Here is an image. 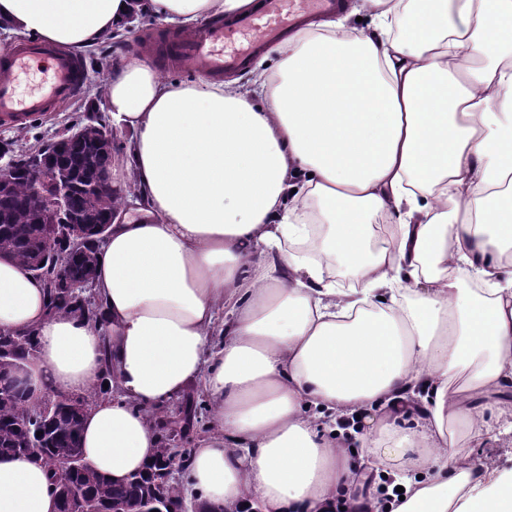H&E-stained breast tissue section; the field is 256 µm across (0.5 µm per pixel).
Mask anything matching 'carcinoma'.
<instances>
[{
  "label": "carcinoma",
  "instance_id": "obj_1",
  "mask_svg": "<svg viewBox=\"0 0 512 512\" xmlns=\"http://www.w3.org/2000/svg\"><path fill=\"white\" fill-rule=\"evenodd\" d=\"M80 135L69 141L57 159L52 174L68 183L72 190V215L85 221L87 241L82 254L71 258L72 264L88 273L97 267L98 250L96 241L100 227L117 210L119 196L113 192L104 193L97 188L99 172L111 157L113 143L107 139L99 124H77ZM45 204L34 193L28 177L25 161L13 167L7 189L0 192V256L11 259L26 270L34 265L45 248ZM52 309L87 318L94 322L103 320L101 308L94 310L83 306L78 292L59 285L48 290ZM27 340L13 344L0 335V347L10 350L12 360L21 363L36 351L34 334H26ZM57 409L50 425L41 429L35 423L23 419V415H37L43 401L31 403L27 394L16 390L9 395L0 393V457L29 454V445L38 440L39 460L51 473V479L58 476V457L65 451L80 447V433L83 415L68 405L64 397H55ZM191 452L174 459L166 445H161L157 461L149 472L115 484L91 468L78 471L72 476L77 493L99 507L102 512L117 508L123 512H141L147 503L156 500L164 512H181L183 498L178 484L158 485L154 474L167 466L186 469Z\"/></svg>",
  "mask_w": 512,
  "mask_h": 512
}]
</instances>
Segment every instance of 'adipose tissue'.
Masks as SVG:
<instances>
[{"mask_svg":"<svg viewBox=\"0 0 512 512\" xmlns=\"http://www.w3.org/2000/svg\"><path fill=\"white\" fill-rule=\"evenodd\" d=\"M133 7L0 0V29L88 52ZM146 7L187 31L260 4ZM362 12L372 34L347 24ZM105 100L130 134L112 184L144 217L100 249L104 321L51 312L43 281L0 261V330L38 340L31 399L112 375L83 417L91 468L145 469L153 411L198 385L208 431L185 481L226 512H328L356 469L392 464L371 512H512V470L460 446L498 438L467 396L494 408L512 387V0H350L248 83L168 82L141 59ZM0 512H57L44 465L0 457Z\"/></svg>","mask_w":512,"mask_h":512,"instance_id":"ef3b65f1","label":"adipose tissue"}]
</instances>
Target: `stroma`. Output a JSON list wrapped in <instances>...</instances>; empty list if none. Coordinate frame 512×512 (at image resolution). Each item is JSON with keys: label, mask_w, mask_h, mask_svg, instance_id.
I'll use <instances>...</instances> for the list:
<instances>
[{"label": "stroma", "mask_w": 512, "mask_h": 512, "mask_svg": "<svg viewBox=\"0 0 512 512\" xmlns=\"http://www.w3.org/2000/svg\"><path fill=\"white\" fill-rule=\"evenodd\" d=\"M168 34V29L153 16H140L134 32L83 54L87 72L76 99L47 116L21 124L0 120V144H11L14 158L20 159L76 122L90 123L106 117L104 87L110 70L121 61L148 56L153 59L164 79L181 82L196 79L198 69L177 64L167 54L165 39Z\"/></svg>", "instance_id": "obj_1"}]
</instances>
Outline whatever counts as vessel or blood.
Returning <instances> with one entry per match:
<instances>
[{
  "label": "vessel or blood",
  "instance_id": "b4317fda",
  "mask_svg": "<svg viewBox=\"0 0 512 512\" xmlns=\"http://www.w3.org/2000/svg\"><path fill=\"white\" fill-rule=\"evenodd\" d=\"M340 7L341 0H264L260 11L214 22L165 46L177 62L221 74L244 68L264 44L297 31L309 16L326 18ZM84 75L81 60L43 42L2 50L0 117L24 120L50 111L78 94Z\"/></svg>",
  "mask_w": 512,
  "mask_h": 512
}]
</instances>
